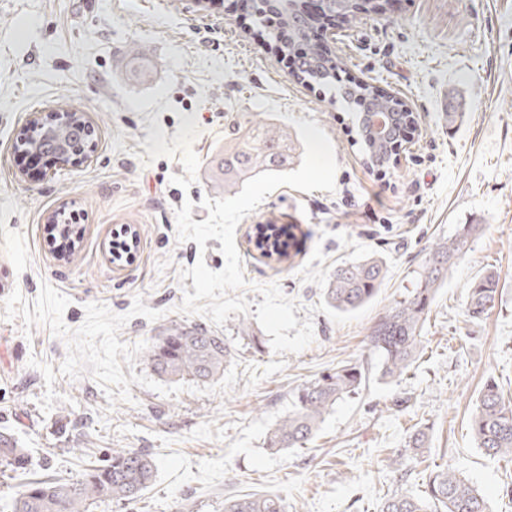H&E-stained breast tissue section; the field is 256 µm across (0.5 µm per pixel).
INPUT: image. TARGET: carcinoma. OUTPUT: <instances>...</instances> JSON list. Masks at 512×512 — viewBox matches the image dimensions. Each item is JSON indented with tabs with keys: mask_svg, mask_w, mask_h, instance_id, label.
Masks as SVG:
<instances>
[{
	"mask_svg": "<svg viewBox=\"0 0 512 512\" xmlns=\"http://www.w3.org/2000/svg\"><path fill=\"white\" fill-rule=\"evenodd\" d=\"M251 8L258 34L272 40L278 32L288 33L281 46L288 60L289 73L322 91L333 92L336 100L356 112L358 135L366 163L384 168L390 165L393 152L389 145L408 124L412 111L396 96H379L373 87L349 79L338 80L341 61L326 47L308 39L310 28L326 20L356 24L361 21L360 6L341 0H319L317 12H310L304 0H291L276 11L278 26L266 27L268 11L259 0H245ZM390 114L393 127L388 138L373 145L363 135L366 114ZM51 132L39 130L19 144L26 151L60 156L81 155L93 143L90 126L73 120L50 124ZM298 158L295 142L284 131L270 124L240 125L232 138L224 142V156L211 167L210 180L224 191L233 192L246 180L264 171L283 172ZM480 225L462 224L454 235L434 243L427 253L413 290L395 302L371 328L368 345L378 358L381 376L396 378L405 374L418 358L421 333L428 319L436 290L470 250ZM255 246L268 258L290 256L295 246L291 224H259ZM386 263L371 255L358 262L344 263L330 275L325 289L326 303L338 312L355 311L369 303L385 278ZM499 280L489 272L475 281L467 297V313L480 320L495 306ZM231 356L224 337L201 327L175 326L167 330L145 351L152 371L167 381L191 380L207 383L224 374V364ZM370 377L359 364H344L321 375L293 393V408L272 429L268 450L273 453L300 448L317 432L325 416L336 403L357 393ZM477 447L489 457L512 456V402L500 385L489 379L481 389L471 420ZM428 435L415 429L405 441V452L392 461L407 467L410 460L421 458ZM28 451L11 433L0 431V462L15 471L27 464ZM153 459L142 451L124 448L112 450V457L101 466L85 469L77 478L52 482H30L18 493L12 512H94L100 503L135 499L152 483ZM224 512H286L283 498L273 493H249L224 499ZM381 512H489L479 490L462 474L439 469L430 473L425 490L419 494L397 491L387 497Z\"/></svg>",
	"mask_w": 512,
	"mask_h": 512,
	"instance_id": "1",
	"label": "carcinoma"
}]
</instances>
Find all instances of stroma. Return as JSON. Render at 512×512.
Segmentation results:
<instances>
[{
	"instance_id": "35a3bbf8",
	"label": "stroma",
	"mask_w": 512,
	"mask_h": 512,
	"mask_svg": "<svg viewBox=\"0 0 512 512\" xmlns=\"http://www.w3.org/2000/svg\"><path fill=\"white\" fill-rule=\"evenodd\" d=\"M239 0H0V430L29 451L26 471L0 467V512L23 484L78 476L113 450L148 453L156 466L138 498L95 512H224L227 497L274 492L288 512H379L394 490L419 493L450 468L512 512V457L491 459L469 421L495 379L512 394V0H395L391 12L340 25L329 47L348 77L401 98L416 116L398 161L367 166L356 117L328 93L292 77L274 44L253 33ZM456 94L463 119L449 127L440 102ZM84 113L96 151L31 170L14 147L34 112ZM280 119H273V112ZM314 121L329 136L334 192L287 186L238 225L248 301L277 283L312 318L303 351L274 354L255 314L217 328L232 356L223 377L165 381L144 361L172 325L213 327L178 307L204 261L221 270L219 240L179 241L177 209L204 221V164L234 122ZM77 217L78 242L59 256L51 217ZM294 224L301 251L277 262L254 247L256 225ZM480 230L438 289L423 350L401 377L371 376L339 401L302 448L271 453L267 440L301 385L346 362L371 366L368 334L412 291L431 245L459 225ZM123 227L131 259L112 258ZM376 254L388 274L361 320L339 325L316 307L342 262ZM499 277L495 307L480 320L467 291ZM250 324L262 346L236 333ZM429 447L407 475L391 461L408 434Z\"/></svg>"
}]
</instances>
